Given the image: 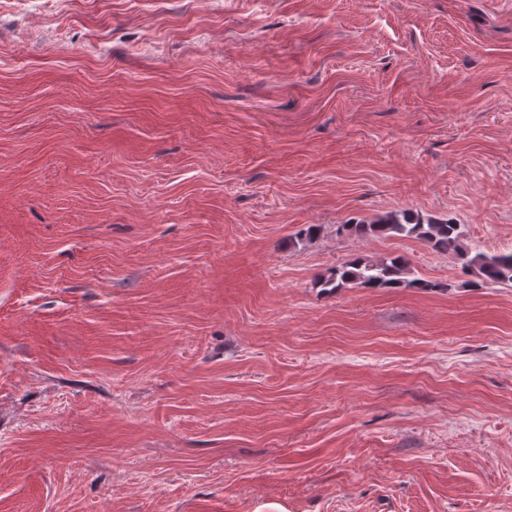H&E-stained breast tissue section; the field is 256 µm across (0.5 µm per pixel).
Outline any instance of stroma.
I'll use <instances>...</instances> for the list:
<instances>
[{
    "instance_id": "35a3bbf8",
    "label": "stroma",
    "mask_w": 512,
    "mask_h": 512,
    "mask_svg": "<svg viewBox=\"0 0 512 512\" xmlns=\"http://www.w3.org/2000/svg\"><path fill=\"white\" fill-rule=\"evenodd\" d=\"M394 210L512 250V0H0V512H512V284ZM344 231L361 237L416 239L435 253L454 257L464 271L474 277L471 283L476 286L512 283V251L473 254L463 245L460 224L452 219L425 218L419 213L399 210L369 222L337 226V233ZM412 274L409 261L402 255L371 260L351 257L331 268L319 278L317 284L334 293L349 285L373 289L418 288L432 290L435 283L421 279H409Z\"/></svg>"
}]
</instances>
